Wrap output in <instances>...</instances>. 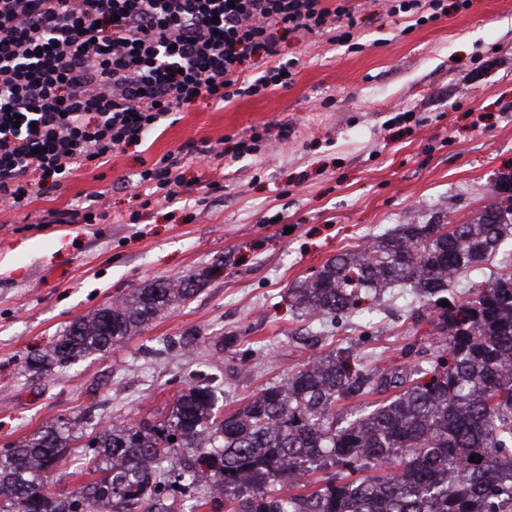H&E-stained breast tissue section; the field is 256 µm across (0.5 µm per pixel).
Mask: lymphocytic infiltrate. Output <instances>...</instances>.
Here are the masks:
<instances>
[{
	"label": "lymphocytic infiltrate",
	"instance_id": "obj_1",
	"mask_svg": "<svg viewBox=\"0 0 512 512\" xmlns=\"http://www.w3.org/2000/svg\"><path fill=\"white\" fill-rule=\"evenodd\" d=\"M352 0H0V200L139 143L195 99L294 81L287 34L346 35ZM272 65L246 76L256 54Z\"/></svg>",
	"mask_w": 512,
	"mask_h": 512
}]
</instances>
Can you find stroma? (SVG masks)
<instances>
[{
  "label": "stroma",
  "instance_id": "35a3bbf8",
  "mask_svg": "<svg viewBox=\"0 0 512 512\" xmlns=\"http://www.w3.org/2000/svg\"><path fill=\"white\" fill-rule=\"evenodd\" d=\"M435 21L362 4L355 48L288 35L292 85L224 105L201 99L137 146L86 164L59 189L0 205V444L48 421H138L195 365L220 369L233 411L339 340L401 364L398 297L342 326L297 317L288 290L328 258L399 224L468 223L512 176V0H442ZM259 133L255 151L241 139ZM195 149L183 153L181 145ZM173 155L184 191L147 203L139 174ZM102 195L106 216L62 224ZM204 274L201 290L144 330L46 376L25 371L74 319L130 289ZM254 369H238L242 357Z\"/></svg>",
  "mask_w": 512,
  "mask_h": 512
}]
</instances>
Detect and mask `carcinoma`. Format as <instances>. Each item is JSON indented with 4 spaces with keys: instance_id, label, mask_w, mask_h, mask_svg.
Segmentation results:
<instances>
[{
    "instance_id": "cac0c4a2",
    "label": "carcinoma",
    "mask_w": 512,
    "mask_h": 512,
    "mask_svg": "<svg viewBox=\"0 0 512 512\" xmlns=\"http://www.w3.org/2000/svg\"><path fill=\"white\" fill-rule=\"evenodd\" d=\"M510 234L512 205L494 203L469 224H401L327 260L288 290L299 316L337 325L362 299L408 286L411 330L430 324L429 345H406L412 359L390 368L366 367L375 354L352 344L332 349L230 414L202 375L152 421L87 432L58 416L0 446V512H512V254L486 267ZM199 285L188 275L135 288L73 321L28 367L50 373L106 351ZM72 457L92 481L47 491Z\"/></svg>"
}]
</instances>
